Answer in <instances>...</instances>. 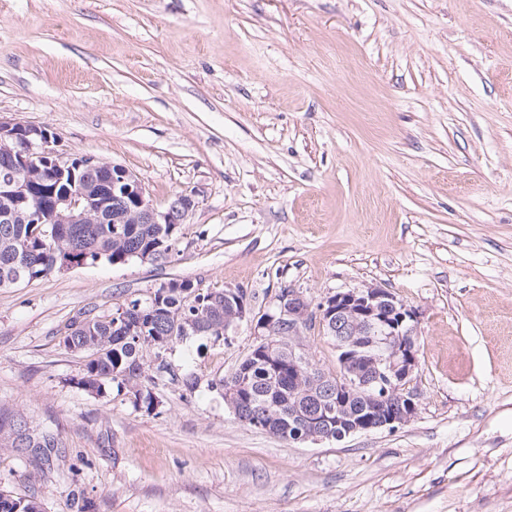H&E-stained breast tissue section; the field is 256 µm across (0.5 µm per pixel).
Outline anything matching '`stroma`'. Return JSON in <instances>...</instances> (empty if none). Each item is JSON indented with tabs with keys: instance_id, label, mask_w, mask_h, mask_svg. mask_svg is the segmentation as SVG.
<instances>
[{
	"instance_id": "1",
	"label": "stroma",
	"mask_w": 512,
	"mask_h": 512,
	"mask_svg": "<svg viewBox=\"0 0 512 512\" xmlns=\"http://www.w3.org/2000/svg\"><path fill=\"white\" fill-rule=\"evenodd\" d=\"M0 117L197 201L166 263L0 288V490L43 512H512V0H0ZM183 279L243 290L248 320L164 371L146 351L153 411L78 388L70 319ZM370 285L418 317L408 424L286 442L235 418L219 383L282 290ZM296 342L335 372L320 326Z\"/></svg>"
}]
</instances>
